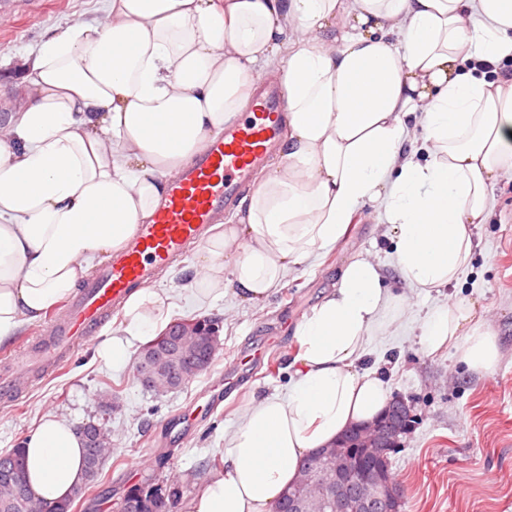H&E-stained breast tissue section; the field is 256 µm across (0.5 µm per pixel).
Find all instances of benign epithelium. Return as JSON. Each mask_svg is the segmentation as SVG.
<instances>
[{
  "instance_id": "7a95c632",
  "label": "benign epithelium",
  "mask_w": 512,
  "mask_h": 512,
  "mask_svg": "<svg viewBox=\"0 0 512 512\" xmlns=\"http://www.w3.org/2000/svg\"><path fill=\"white\" fill-rule=\"evenodd\" d=\"M177 335L178 346L192 345L194 352L183 357L178 370L161 380L145 363H139L138 382L143 387L156 391L182 387L209 362L217 336L210 330L203 331L202 322H181ZM411 415V406L403 398L395 397L374 420L347 430L330 446L309 455L298 482L288 490V506L300 512L308 500L307 489L323 485L329 477L336 483V492H322V512H370L381 503L386 504V512H403V497L400 490L391 485L386 463L387 456L399 444L406 419ZM353 441L365 452L363 461L354 466L349 455Z\"/></svg>"
}]
</instances>
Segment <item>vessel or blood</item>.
Masks as SVG:
<instances>
[{"label": "vessel or blood", "mask_w": 512, "mask_h": 512, "mask_svg": "<svg viewBox=\"0 0 512 512\" xmlns=\"http://www.w3.org/2000/svg\"><path fill=\"white\" fill-rule=\"evenodd\" d=\"M285 108L279 89L264 87L244 118L210 138L195 164L170 178L153 222L138 225L132 246L113 256L65 307L47 343L31 347L10 371L0 374V401H18L31 373H54L74 346L94 342L98 328L130 292L149 287L189 243L202 239L204 230L237 203L255 172L278 151Z\"/></svg>", "instance_id": "b4317fda"}]
</instances>
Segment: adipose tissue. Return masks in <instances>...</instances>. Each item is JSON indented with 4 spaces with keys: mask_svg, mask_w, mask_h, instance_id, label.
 I'll list each match as a JSON object with an SVG mask.
<instances>
[{
    "mask_svg": "<svg viewBox=\"0 0 512 512\" xmlns=\"http://www.w3.org/2000/svg\"><path fill=\"white\" fill-rule=\"evenodd\" d=\"M512 0H103L98 16L47 35L0 119V344L56 310L101 255L129 247L169 178L237 121L261 79L286 103L284 162L239 223L217 229L178 293L143 288L124 333L98 349L122 367L177 302L226 293L268 301L332 248L361 209L389 225L392 267L411 287L448 286L468 266L471 225L512 175ZM380 265L347 262L335 290L296 325L286 394L252 398L224 434V467L187 512H274L303 457L376 417L383 379L359 372L368 337L390 330L396 298ZM475 303L424 320L431 353L467 369L499 358ZM26 479L47 502L82 484L76 428L44 414L23 442Z\"/></svg>",
    "mask_w": 512,
    "mask_h": 512,
    "instance_id": "1",
    "label": "adipose tissue"
}]
</instances>
